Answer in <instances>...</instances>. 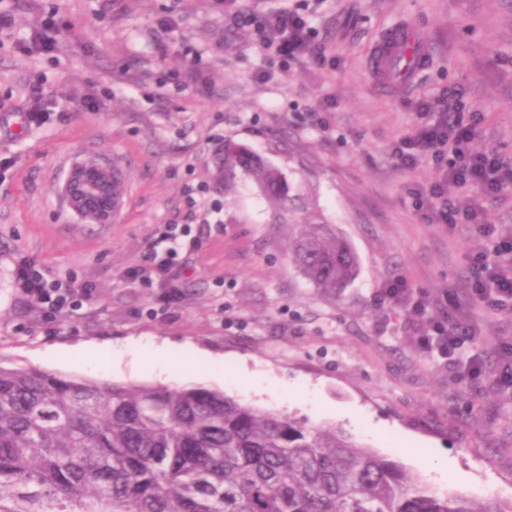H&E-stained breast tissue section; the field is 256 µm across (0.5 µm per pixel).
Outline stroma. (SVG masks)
<instances>
[{"label": "stroma", "instance_id": "35a3bbf8", "mask_svg": "<svg viewBox=\"0 0 512 512\" xmlns=\"http://www.w3.org/2000/svg\"><path fill=\"white\" fill-rule=\"evenodd\" d=\"M0 33V365L127 385L203 387L307 425H335L437 493L512 499V311L467 292L473 227L421 218L415 190L430 161L397 168L392 144L463 90L482 117L472 143L512 162V0H11ZM298 11L314 31L281 61L262 20ZM58 46L35 42L47 16ZM411 24L430 48L400 90L368 58L387 28ZM38 107L40 123L23 112ZM228 142L283 169L357 253L356 279L313 288L288 258L291 227L269 221L257 188L224 195ZM100 155L127 176L117 219L84 224L57 193L71 164ZM188 224L176 264L136 275L164 225ZM87 285L74 310L49 314L14 284L19 261ZM404 279L428 314L479 333L483 376L460 382L425 353L406 308L379 304ZM164 357L135 371L110 349Z\"/></svg>", "mask_w": 512, "mask_h": 512}]
</instances>
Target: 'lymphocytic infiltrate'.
I'll return each mask as SVG.
<instances>
[{"label":"lymphocytic infiltrate","instance_id":"1","mask_svg":"<svg viewBox=\"0 0 512 512\" xmlns=\"http://www.w3.org/2000/svg\"><path fill=\"white\" fill-rule=\"evenodd\" d=\"M480 123V115L469 111L463 92H449L447 110L435 122L424 123L418 135L398 140L392 155L404 170L413 169L421 159L431 160L440 178L419 193L426 204V219L451 228L479 225L485 242L468 256L470 295L484 307L510 310L512 265L501 263L500 258L512 255V237L497 236L495 225L490 224L479 201L451 198L445 191L449 185L461 191L477 187L485 197L497 198L512 190V164L492 153L473 152L470 147ZM15 281L26 296L53 314L90 296L89 288L50 277L42 265L29 261L19 265ZM378 301L393 306L411 302L419 319L417 333L422 348L447 359L459 378L471 379L481 373L483 361L474 326L446 317L426 318L423 292L404 280L393 281L382 289Z\"/></svg>","mask_w":512,"mask_h":512}]
</instances>
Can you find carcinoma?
<instances>
[{
  "label": "carcinoma",
  "instance_id": "obj_1",
  "mask_svg": "<svg viewBox=\"0 0 512 512\" xmlns=\"http://www.w3.org/2000/svg\"><path fill=\"white\" fill-rule=\"evenodd\" d=\"M255 184L288 255L323 292L356 253L286 173L224 144V196ZM0 512H512L437 495L340 427H307L218 390L0 367Z\"/></svg>",
  "mask_w": 512,
  "mask_h": 512
}]
</instances>
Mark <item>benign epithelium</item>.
I'll return each instance as SVG.
<instances>
[{"label":"benign epithelium","instance_id":"obj_1","mask_svg":"<svg viewBox=\"0 0 512 512\" xmlns=\"http://www.w3.org/2000/svg\"><path fill=\"white\" fill-rule=\"evenodd\" d=\"M59 194L73 213L89 224H110L122 196L114 165L98 155H88L69 170Z\"/></svg>","mask_w":512,"mask_h":512}]
</instances>
